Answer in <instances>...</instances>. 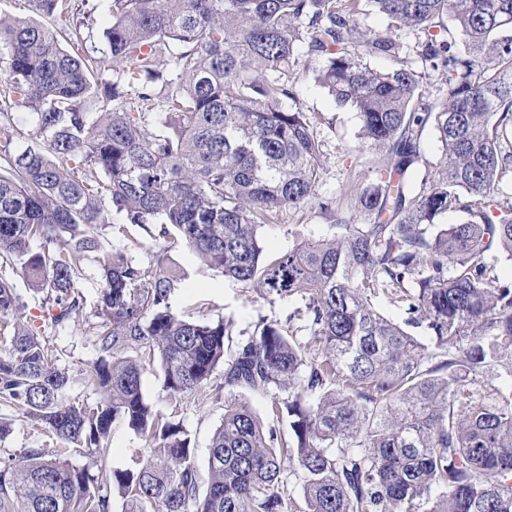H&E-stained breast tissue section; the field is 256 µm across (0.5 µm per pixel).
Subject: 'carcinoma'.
<instances>
[{
    "label": "carcinoma",
    "mask_w": 512,
    "mask_h": 512,
    "mask_svg": "<svg viewBox=\"0 0 512 512\" xmlns=\"http://www.w3.org/2000/svg\"><path fill=\"white\" fill-rule=\"evenodd\" d=\"M27 2V16L0 14V104L27 108H0V263L45 294L53 326L82 315L80 260L94 263L100 398L67 397V369L0 276V402L58 445L0 466V512H111L115 496L122 512H280L290 474L303 512H512V366L499 371L512 283L489 258H512V0H110L107 59L35 19L74 0ZM303 79L359 119L364 169L334 198L317 193L324 142L297 101ZM126 95L145 107H108ZM309 204L332 234L267 253L261 229ZM114 212L298 303L288 326L258 325L226 352L232 323L173 311L165 250L144 266L101 246ZM450 212L468 219L448 225ZM154 363L174 399L224 369L203 492L190 435L145 400ZM256 390L287 393L271 413L288 437L244 402ZM117 422L151 444L136 468L102 453ZM77 451L97 473L71 464Z\"/></svg>",
    "instance_id": "obj_1"
}]
</instances>
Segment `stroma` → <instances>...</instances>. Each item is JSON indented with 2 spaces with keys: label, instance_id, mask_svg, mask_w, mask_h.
I'll list each match as a JSON object with an SVG mask.
<instances>
[{
  "label": "stroma",
  "instance_id": "obj_1",
  "mask_svg": "<svg viewBox=\"0 0 512 512\" xmlns=\"http://www.w3.org/2000/svg\"><path fill=\"white\" fill-rule=\"evenodd\" d=\"M109 19L107 0H75L74 11L52 15L46 22L59 32L68 49L102 51L106 48L102 33ZM295 94L307 110L319 113L323 118L318 130L325 142L326 159L318 192L338 194L358 144L356 114L336 103L327 91L310 81L299 82ZM329 233L327 220L307 206L283 214L276 224L265 227L263 239L267 251L279 253L293 249L304 239H317ZM168 255L170 267L186 276L181 288L176 289L171 298L173 309L187 320L231 322L232 335L225 343L227 350H235L240 337L250 334L260 322L287 324L291 302L263 298L256 289L243 288L226 280L220 272L201 264L186 246H176ZM78 293L83 304L79 319L57 328L47 327L45 336L59 356L61 366L69 372L68 397L93 403L97 397L85 379L87 369L96 358L90 330L97 321L98 285L92 266H85ZM142 390L146 400L156 409L183 422L195 448L196 466L199 472H206L210 439L224 416L222 370H215L198 402L170 398L162 388L158 368L152 366L142 375ZM0 417L13 422L12 433L0 440V461L8 460L22 448L48 451L55 448V440L21 415L0 406ZM145 445L144 438L118 423L112 430L105 455L111 467L133 468L139 463Z\"/></svg>",
  "mask_w": 512,
  "mask_h": 512
}]
</instances>
